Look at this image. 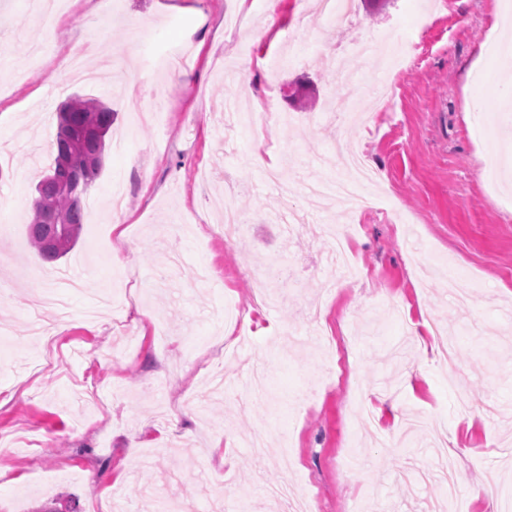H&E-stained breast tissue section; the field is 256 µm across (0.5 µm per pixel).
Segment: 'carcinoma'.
Listing matches in <instances>:
<instances>
[{
  "label": "carcinoma",
  "mask_w": 512,
  "mask_h": 512,
  "mask_svg": "<svg viewBox=\"0 0 512 512\" xmlns=\"http://www.w3.org/2000/svg\"><path fill=\"white\" fill-rule=\"evenodd\" d=\"M53 140L55 156L52 170L36 187L32 198L28 236L39 258L56 262L77 244L85 224L84 197H75L59 188L63 177L79 181L88 192L101 168L89 173L86 161L95 156L104 160L106 141L113 124L112 109L96 98L74 95L58 107ZM59 213L67 223L56 224Z\"/></svg>",
  "instance_id": "1"
}]
</instances>
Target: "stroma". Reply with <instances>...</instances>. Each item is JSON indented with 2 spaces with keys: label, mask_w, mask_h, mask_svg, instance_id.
I'll use <instances>...</instances> for the list:
<instances>
[{
  "label": "stroma",
  "mask_w": 512,
  "mask_h": 512,
  "mask_svg": "<svg viewBox=\"0 0 512 512\" xmlns=\"http://www.w3.org/2000/svg\"><path fill=\"white\" fill-rule=\"evenodd\" d=\"M350 2L351 28L316 0H72L47 26L27 0H0V512H149L158 492L210 512L230 489L246 512H275L267 490L284 484L318 494L319 512H432L442 489L418 472L437 433L460 483L450 512H496L512 488V334L498 331L512 319V180L483 167L512 111L480 50L499 0ZM390 26L420 44L402 74L377 40ZM169 54L190 83L160 65ZM257 55L242 84L239 61ZM74 94L111 107L125 145L106 152L78 244L45 263L28 205ZM229 95L275 97L280 118L225 137ZM340 101L357 125L337 121ZM259 140L291 195L251 167ZM339 142L385 177L372 209L308 198L336 179ZM235 181L249 229L229 243L209 201ZM338 220L363 271L350 282L325 261L320 227ZM451 272L468 308L443 286ZM448 330L452 365L438 357Z\"/></svg>",
  "instance_id": "35a3bbf8"
}]
</instances>
